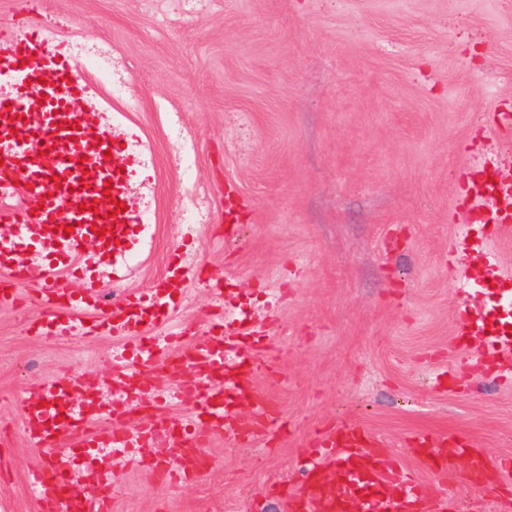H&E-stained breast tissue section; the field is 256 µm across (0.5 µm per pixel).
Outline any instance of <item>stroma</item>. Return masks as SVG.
Instances as JSON below:
<instances>
[{"label":"stroma","mask_w":512,"mask_h":512,"mask_svg":"<svg viewBox=\"0 0 512 512\" xmlns=\"http://www.w3.org/2000/svg\"><path fill=\"white\" fill-rule=\"evenodd\" d=\"M47 28L89 85L80 105L110 113L151 164L127 189L150 215L130 287L173 257L195 269L173 313L220 330L244 304L274 371L252 380L282 426L235 446L213 437L209 468L177 484L112 461V512H286L319 432L355 422L414 470L428 497L459 512H502L512 472L483 487L466 463L441 478L409 448L418 431L453 434L512 458V375L472 359L456 336L465 309L497 311L486 257L449 253L481 237L466 186L483 166L512 177V0H0V31ZM112 44L135 76L136 108L76 55ZM194 148V183L171 160L170 117ZM207 218L176 234L185 192ZM222 283L225 298L213 286ZM39 276L0 307V512H39L27 486L45 463L29 447L19 397L47 377L108 376L110 338H32Z\"/></svg>","instance_id":"stroma-1"}]
</instances>
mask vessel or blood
<instances>
[{
    "mask_svg": "<svg viewBox=\"0 0 512 512\" xmlns=\"http://www.w3.org/2000/svg\"><path fill=\"white\" fill-rule=\"evenodd\" d=\"M11 84L0 98V305L18 301L20 286L32 275L34 259L43 262V286L38 291L42 317L31 327L33 337L92 339L101 336L122 344L123 351L110 354L113 384L109 409L98 400L82 395L80 375L48 377L26 390L20 399L24 431L29 446L54 448L69 440L64 454L68 469L53 462L35 470L30 487L40 512H112V501L120 484L114 474L97 472L93 489L71 485L66 470H81L95 450L106 448L117 457L138 456L145 460L150 476L160 482L177 483L201 473L203 454L197 435L205 433L227 440L262 437L281 425L276 403L260 391L241 383L237 370L244 363H263L273 368V357L242 353L240 342L248 330L244 325L226 332L185 336L176 349L159 346L156 331L168 329L178 297L184 296L188 270L172 263L156 277L148 291L125 287L129 261L138 249L137 237L144 232L138 211H116V201L126 198V186L138 170L130 164L116 165L106 151H119L126 135L120 124L84 127L77 105L85 93L59 45L41 30L24 36L0 37V81ZM87 158L99 180L111 181L112 199L97 211L86 210L87 196L80 184L76 164ZM58 179L51 195L41 193L44 182ZM40 191L42 207L21 205L31 191ZM73 226L64 234L63 226ZM103 238H95V231ZM491 236L469 240L460 237L452 249L480 248L492 252L495 236L512 230V216L501 215ZM69 271L80 287H59L57 275ZM487 278L504 279L497 260L487 265ZM111 282L115 293L103 301L99 287ZM457 333L480 336L488 358L512 356V331L506 323L487 330L483 314H466ZM186 362L204 365L208 372L224 374L221 386L201 380L182 382L173 399L187 397L193 405L180 433H173L167 401L155 400L149 420L136 430L117 429L116 424L137 411L145 397L156 391L155 374L171 371ZM250 403V411L236 416L239 401ZM422 448L418 460L440 474L454 470L457 456H465L471 478L492 470L511 472L512 460L491 457L463 438L441 437L438 451L425 454L429 435L415 436ZM319 451L311 459L300 490L289 496L288 512H448L444 497L428 498L416 476L385 459L382 444L359 424L344 423L319 435Z\"/></svg>",
    "mask_w": 512,
    "mask_h": 512,
    "instance_id": "obj_1",
    "label": "vessel or blood"
}]
</instances>
